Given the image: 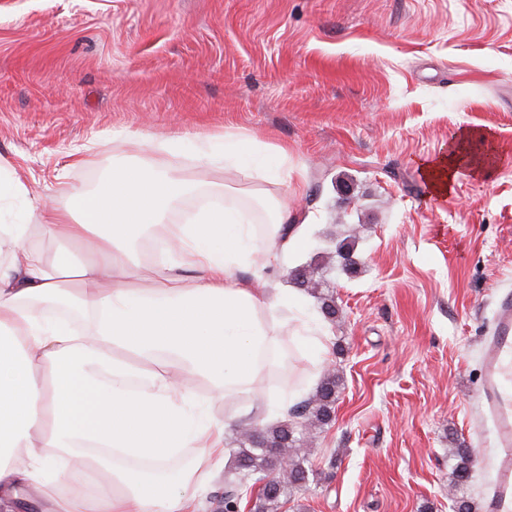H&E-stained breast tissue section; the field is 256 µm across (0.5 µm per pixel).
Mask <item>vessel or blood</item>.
Masks as SVG:
<instances>
[{"label": "vessel or blood", "instance_id": "b4317fda", "mask_svg": "<svg viewBox=\"0 0 512 512\" xmlns=\"http://www.w3.org/2000/svg\"><path fill=\"white\" fill-rule=\"evenodd\" d=\"M482 414L494 430L495 480L485 512H512V293L502 295L482 344Z\"/></svg>", "mask_w": 512, "mask_h": 512}]
</instances>
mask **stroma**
<instances>
[{
    "label": "stroma",
    "mask_w": 512,
    "mask_h": 512,
    "mask_svg": "<svg viewBox=\"0 0 512 512\" xmlns=\"http://www.w3.org/2000/svg\"><path fill=\"white\" fill-rule=\"evenodd\" d=\"M467 129L489 136L498 164L485 179L461 170L436 195L420 163ZM226 131L286 147L287 182L240 176L219 196L224 165L199 154ZM137 133L177 146L158 152ZM78 149L86 164H73ZM122 158L195 183L170 224L260 195L305 220L300 252L260 279L241 272L271 294L296 292L290 271L335 250L336 213L359 232L356 269L324 274L339 317L323 361L296 348L290 387L238 396L191 379L224 428L212 481L191 488L204 512L238 422L283 420L284 390L307 398L332 368L335 418L286 512H454V448L472 454L466 498L483 512L494 448L476 399L480 349L512 291V0H0V183L25 186L0 200V224L29 221L30 243L60 252L29 198L67 208Z\"/></svg>",
    "instance_id": "1"
}]
</instances>
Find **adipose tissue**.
<instances>
[{
	"mask_svg": "<svg viewBox=\"0 0 512 512\" xmlns=\"http://www.w3.org/2000/svg\"><path fill=\"white\" fill-rule=\"evenodd\" d=\"M480 133H463L456 151L421 164L434 193L447 194L460 167L490 174L493 155L467 148ZM225 168L268 182L288 179L285 149L248 143L225 132ZM280 164L270 168V157ZM192 190L167 172L127 166L113 171L97 192H73V208L30 201L42 229L91 253L76 264L49 256L28 241L25 224H0V502L12 507L22 487L33 485L51 512H195L187 490L200 465L224 453V432L208 425L202 406L181 377H205L225 391L249 390L259 357L274 334L266 318L291 308L293 339L316 357L327 353L321 326H309L305 303L292 294L268 296L236 278L256 254L265 261L296 252L303 226L280 236L291 216L278 207L274 231L258 249L253 215L229 206L198 212L170 246L175 263L156 268L166 285L145 291L126 287L131 277L130 242L138 229L165 223L169 202ZM194 270L190 286L169 284L173 267ZM78 291L63 288L65 277ZM64 306L94 315L92 327L76 330L55 315ZM166 357L169 368L149 372L130 387L133 359ZM184 448L200 451L197 466L178 474L168 462Z\"/></svg>",
	"mask_w": 512,
	"mask_h": 512,
	"instance_id": "ef3b65f1",
	"label": "adipose tissue"
}]
</instances>
